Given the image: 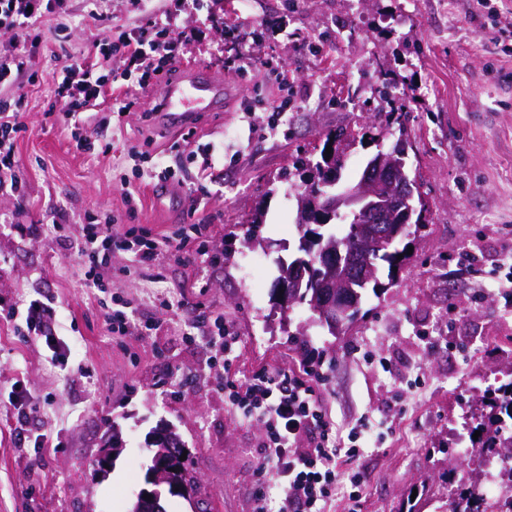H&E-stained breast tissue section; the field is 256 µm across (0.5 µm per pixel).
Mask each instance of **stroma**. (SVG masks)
<instances>
[{
    "instance_id": "stroma-1",
    "label": "stroma",
    "mask_w": 512,
    "mask_h": 512,
    "mask_svg": "<svg viewBox=\"0 0 512 512\" xmlns=\"http://www.w3.org/2000/svg\"><path fill=\"white\" fill-rule=\"evenodd\" d=\"M208 0L181 11L194 30L185 63L233 86L223 111L202 114L192 136L144 117L164 81L132 88L111 128L108 105L90 111L77 150L61 120L47 113L53 75L93 57L103 24L87 0L44 14L41 40L22 51L27 80L18 107L26 126L15 159L22 201L0 198V306L54 299L56 332L70 349L54 361L46 345L0 319V512H131L145 486L154 432L169 426L188 451L201 506L165 495L167 512H252L260 430L224 403L222 361L207 337L192 336L194 306L224 315L240 338V375L309 360L328 381L324 408L341 434L364 422L372 441L358 462V512H409L426 489L436 512L451 481L481 480L479 463H448L441 444L491 384L512 381V32L494 39L476 0ZM251 67L240 72L241 60ZM295 78L288 119L263 125L280 99L262 65ZM388 90L386 111L409 114V162L428 204L426 222L395 286L367 295L339 335L315 322L307 305L281 313L276 263L297 246V158L328 130L363 121L365 103ZM166 152L178 177L156 198L151 157ZM136 202L127 203L126 193ZM266 212L262 244L244 245L239 225ZM121 230L162 234L175 224L208 225L220 263L163 262V280L129 270L123 246L99 273L105 297L84 286L85 265L69 250L90 219ZM262 272L247 271L251 257ZM183 294L182 306L154 318L153 296ZM132 313L134 327L112 334L100 299ZM24 381L36 408L18 423L14 384ZM123 441L112 468L96 474L107 432ZM44 435L35 448L30 436Z\"/></svg>"
}]
</instances>
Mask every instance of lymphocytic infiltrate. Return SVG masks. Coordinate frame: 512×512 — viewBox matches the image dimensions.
Here are the masks:
<instances>
[{"instance_id": "lymphocytic-infiltrate-1", "label": "lymphocytic infiltrate", "mask_w": 512, "mask_h": 512, "mask_svg": "<svg viewBox=\"0 0 512 512\" xmlns=\"http://www.w3.org/2000/svg\"><path fill=\"white\" fill-rule=\"evenodd\" d=\"M67 0H0V29L10 30L16 45L35 42L34 24L42 14L65 13ZM178 15L166 10L147 18L145 23L123 30L118 38H104L95 60L70 64L61 71L57 95L64 124L75 135L76 147L89 148L80 136L84 112L112 101L113 110L126 112L125 96L132 87L148 88L152 76L181 62L190 31L179 29ZM124 56L127 68L112 69L111 56ZM25 128L12 114L7 100L0 98V196L13 199L24 194V180L15 161V142ZM205 225H192L190 231L177 232L166 239L142 237L126 242L139 268H154L161 255L168 254L187 262L199 256L217 262L218 253L209 252L202 237ZM114 235L111 224H91L82 240L74 244L75 254L87 269L85 285L99 291L103 284L98 274L108 263ZM52 302L34 301L26 310L7 308L6 321L23 320L27 331L56 348ZM324 376L313 364L305 362L291 370L261 368L245 379L225 376L224 401L246 421L260 422L262 462L255 473V510L268 512L271 489L284 493L279 512H328L341 487H348L349 502H358L361 477L354 467L370 434L364 427L352 428L340 435L324 410L318 391ZM306 447H298L299 439Z\"/></svg>"}]
</instances>
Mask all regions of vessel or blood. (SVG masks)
Here are the masks:
<instances>
[{"label":"vessel or blood","mask_w":512,"mask_h":512,"mask_svg":"<svg viewBox=\"0 0 512 512\" xmlns=\"http://www.w3.org/2000/svg\"><path fill=\"white\" fill-rule=\"evenodd\" d=\"M228 93L227 87L203 70L187 72L166 82L158 116L167 124L187 126L201 113L222 111Z\"/></svg>","instance_id":"obj_1"}]
</instances>
